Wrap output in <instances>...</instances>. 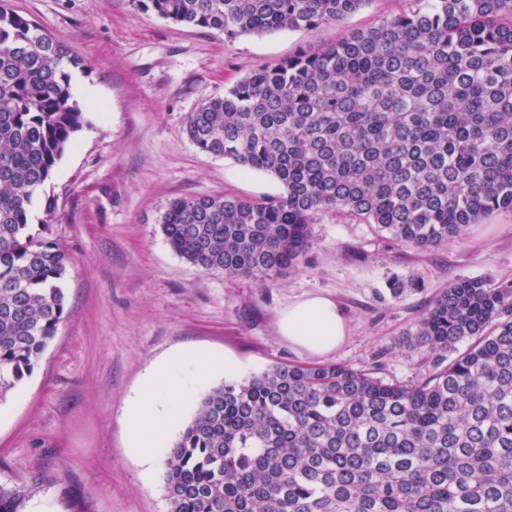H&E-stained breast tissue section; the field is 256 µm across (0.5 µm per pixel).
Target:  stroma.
<instances>
[{"label":"stroma","mask_w":512,"mask_h":512,"mask_svg":"<svg viewBox=\"0 0 512 512\" xmlns=\"http://www.w3.org/2000/svg\"><path fill=\"white\" fill-rule=\"evenodd\" d=\"M67 44L82 61L71 92L87 122L37 203L32 233L49 219L71 255L63 286L69 315L33 372L0 401V483L37 476L47 488L30 512H168L164 462L193 418L204 388L242 380L276 363H342L415 380L411 342L431 301L462 278L512 281V213L472 225L467 236L419 250L373 225L319 212L304 263L259 282L205 273L176 255L160 228L181 197L278 195L268 173L242 176L233 160L201 153L186 122L202 102L251 69L389 14L395 0H369L343 22L312 31L226 39L138 10L132 0H0ZM408 282L394 296L395 280ZM335 301L348 336L312 355L279 335L288 305ZM197 349L232 360L180 399L153 465L131 453L125 406L158 365Z\"/></svg>","instance_id":"35a3bbf8"}]
</instances>
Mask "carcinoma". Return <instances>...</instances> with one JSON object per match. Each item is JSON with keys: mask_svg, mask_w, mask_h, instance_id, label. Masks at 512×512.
Wrapping results in <instances>:
<instances>
[{"mask_svg": "<svg viewBox=\"0 0 512 512\" xmlns=\"http://www.w3.org/2000/svg\"><path fill=\"white\" fill-rule=\"evenodd\" d=\"M133 2L237 38L340 23L368 0ZM397 4L189 114L200 152L283 193L172 200L161 229L179 257L265 281L299 266L322 210L421 250L512 212V0ZM80 64L0 6V400L68 316L71 256L30 220L85 123L70 91ZM415 336L411 383L331 363L210 388L165 460L168 512H512V281L455 282ZM40 487L0 484V512H27Z\"/></svg>", "mask_w": 512, "mask_h": 512, "instance_id": "cac0c4a2", "label": "carcinoma"}]
</instances>
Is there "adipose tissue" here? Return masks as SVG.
I'll list each match as a JSON object with an SVG mask.
<instances>
[{"label": "adipose tissue", "mask_w": 512, "mask_h": 512, "mask_svg": "<svg viewBox=\"0 0 512 512\" xmlns=\"http://www.w3.org/2000/svg\"><path fill=\"white\" fill-rule=\"evenodd\" d=\"M280 336L315 355L336 350L345 340L347 324L336 303L323 296H312L283 310ZM182 386L156 369L143 390L126 406L131 449L145 462H153L155 450L166 435L169 409L180 399Z\"/></svg>", "instance_id": "1"}]
</instances>
